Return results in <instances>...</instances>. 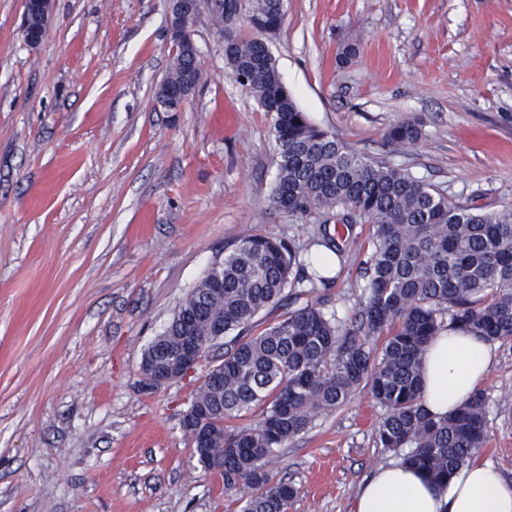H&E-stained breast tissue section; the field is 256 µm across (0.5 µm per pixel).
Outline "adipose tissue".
<instances>
[{
	"label": "adipose tissue",
	"instance_id": "obj_1",
	"mask_svg": "<svg viewBox=\"0 0 512 512\" xmlns=\"http://www.w3.org/2000/svg\"><path fill=\"white\" fill-rule=\"evenodd\" d=\"M493 361L487 341L448 328L422 354V397L427 412L442 418L484 382ZM352 512H512V486L490 463L460 467L448 484L429 481L399 463L378 467L359 489Z\"/></svg>",
	"mask_w": 512,
	"mask_h": 512
}]
</instances>
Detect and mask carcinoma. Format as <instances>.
I'll return each instance as SVG.
<instances>
[{"instance_id":"1","label":"carcinoma","mask_w":512,"mask_h":512,"mask_svg":"<svg viewBox=\"0 0 512 512\" xmlns=\"http://www.w3.org/2000/svg\"><path fill=\"white\" fill-rule=\"evenodd\" d=\"M251 14L253 29L224 40V60L270 117L275 145L273 206L290 216L314 213L327 224L360 217L372 226V251L360 260L365 281L359 309L346 324L308 300L294 246L244 237L187 294L145 350L140 371L148 388L152 360L173 355L183 336L201 353L224 339V358L199 386L181 422L198 462L239 492L242 512H288L295 490L274 481L277 449L304 433L314 417L344 406L362 385L386 410L375 439L407 449L401 462L438 483L472 459L486 438V399L473 394L443 418L420 397V361L428 342L448 326L488 342L512 341V211L465 207L407 170L354 152L311 124L283 82L261 28L282 23L279 0H230ZM41 0H31L28 35L43 27ZM156 96H177L201 80L200 51L187 38ZM422 136L416 118L392 126L388 142L406 146ZM282 317L258 334L268 308Z\"/></svg>"}]
</instances>
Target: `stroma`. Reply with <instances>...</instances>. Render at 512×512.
Returning <instances> with one entry per match:
<instances>
[{
  "mask_svg": "<svg viewBox=\"0 0 512 512\" xmlns=\"http://www.w3.org/2000/svg\"><path fill=\"white\" fill-rule=\"evenodd\" d=\"M23 15L0 0V512H237L181 427L220 348L155 389L143 353L244 237L290 241L305 263L310 242L341 236L316 294L352 317L370 227L274 209L269 118L230 79L209 16L203 81L165 112L167 0H53L34 48ZM269 42L312 123L461 205L512 211V0H286ZM414 117L421 139L388 147ZM482 389L479 456L512 484V342ZM382 415L357 390L281 449L289 512H352L364 478L398 460L376 443Z\"/></svg>",
  "mask_w": 512,
  "mask_h": 512,
  "instance_id": "obj_1",
  "label": "stroma"
}]
</instances>
